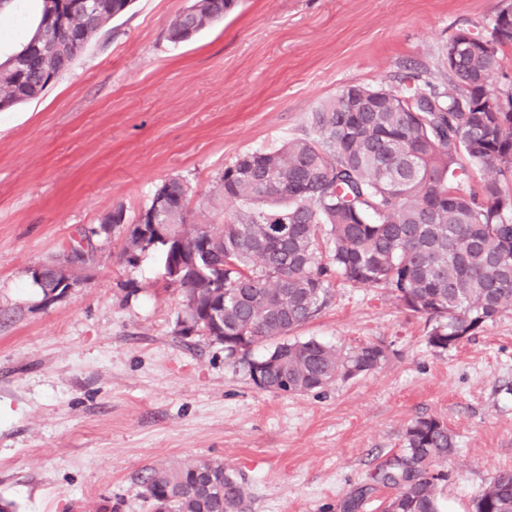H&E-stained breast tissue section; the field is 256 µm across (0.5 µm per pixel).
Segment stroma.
<instances>
[{
    "instance_id": "stroma-1",
    "label": "stroma",
    "mask_w": 512,
    "mask_h": 512,
    "mask_svg": "<svg viewBox=\"0 0 512 512\" xmlns=\"http://www.w3.org/2000/svg\"><path fill=\"white\" fill-rule=\"evenodd\" d=\"M191 0H133L39 99L0 112V498L18 512H151L137 477L197 458L244 473L251 512H343L420 416L456 435L445 512H473L512 469V312L458 346L428 344L424 317L386 291L333 279L294 331L350 349L384 345L371 373L321 391L259 389L248 363L182 336V297L160 249L123 257L162 182L192 188L196 221L219 219L218 181L240 156L310 134L345 87L442 83L448 40L490 38L502 0H237L222 23L174 44ZM39 0L0 13V53L20 49ZM91 232L82 281L44 301L31 271Z\"/></svg>"
}]
</instances>
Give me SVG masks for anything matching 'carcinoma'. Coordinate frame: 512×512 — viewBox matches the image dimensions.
<instances>
[{
  "label": "carcinoma",
  "instance_id": "1",
  "mask_svg": "<svg viewBox=\"0 0 512 512\" xmlns=\"http://www.w3.org/2000/svg\"><path fill=\"white\" fill-rule=\"evenodd\" d=\"M132 0H100L88 20L101 31ZM234 0H192L170 24L168 39H191L224 19ZM53 72L61 74L85 49L67 42ZM512 35L474 38L448 69L446 85L409 79L402 91L381 89L376 108L345 111V93L311 116L313 135L239 157L219 182L230 208L218 222L185 229L189 187L164 181L127 227L126 262L146 250L151 224L176 236L159 243L164 266L176 244L194 251L181 284L183 305L205 320L207 336L233 356L275 341L249 363L255 385L299 395L339 378L374 371L386 350L367 342L342 352L315 338L287 339L316 317L340 277L364 288H382L407 311L429 323L428 343L459 345L483 326L512 312V112H483L512 90L491 78L503 63ZM43 74L31 68L9 93V106L41 96ZM489 168L491 179L471 182L470 169ZM456 448L453 431L429 416L404 430L401 449L382 461L347 506L362 507L377 488L393 490L384 512H440ZM139 496L153 512H249L243 474L214 460L147 467ZM474 512H512V470L490 478Z\"/></svg>",
  "mask_w": 512,
  "mask_h": 512
}]
</instances>
